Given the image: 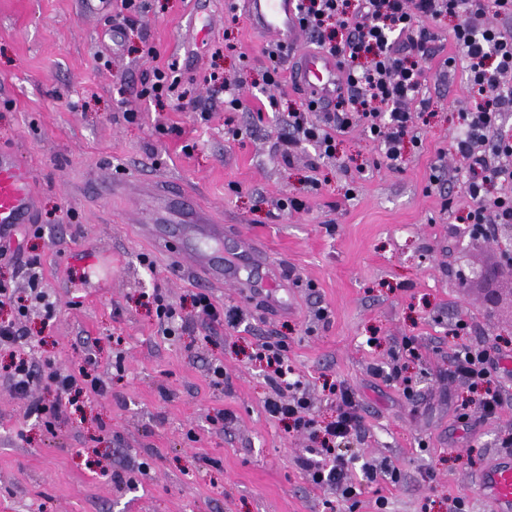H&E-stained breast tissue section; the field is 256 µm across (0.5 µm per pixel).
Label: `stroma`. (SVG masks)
I'll list each match as a JSON object with an SVG mask.
<instances>
[{
	"label": "stroma",
	"instance_id": "obj_1",
	"mask_svg": "<svg viewBox=\"0 0 512 512\" xmlns=\"http://www.w3.org/2000/svg\"><path fill=\"white\" fill-rule=\"evenodd\" d=\"M224 2L212 0L207 33L183 46L194 0H147L128 26L116 21V0H0V148L32 168L41 193L43 235L18 234V259L37 261L56 304L48 322L33 306L20 352L62 370L94 358L105 386L81 397L49 436L0 378V512H329V492L295 463L313 441L264 407L271 389L253 350L276 336L288 343L314 415L335 411L323 382H344L365 418L351 453L401 473L398 486L364 488L356 512H376L380 495L386 512H448L456 496L470 512H490L474 482L512 428V371L497 377L503 408L473 411L465 428L456 412L465 387L448 364L463 342L512 358V265L503 258L512 243L495 232L472 239L461 221L471 200L452 145L471 91L461 66L443 64L458 53L455 19L429 26V105L413 115L419 141L399 168L359 125L337 137L335 158L303 143L287 164L282 117L301 96L285 85L278 110L261 108L267 43L246 17L229 24ZM168 66L190 100L160 108L140 99L141 83ZM215 72L243 81V110L225 111L223 91L208 81ZM130 111L136 122L126 121ZM231 126L241 138L228 136ZM441 165L446 182L430 184ZM117 168L183 187L227 236H251L288 272L287 313L213 288L216 304L238 311L236 327L199 322L163 336L148 295L186 304L201 283L189 258L136 238L138 217L123 202L85 192L86 180ZM287 198L300 210H279ZM88 252L96 266L84 261ZM484 270L495 273L498 306L476 277ZM320 308L326 318L316 317ZM460 318L469 324L462 332ZM407 337L419 353L411 362L398 356ZM216 363L228 376L218 386L209 377ZM396 367L400 379H387ZM407 385L417 404L405 398Z\"/></svg>",
	"mask_w": 512,
	"mask_h": 512
}]
</instances>
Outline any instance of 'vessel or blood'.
I'll return each mask as SVG.
<instances>
[{
    "label": "vessel or blood",
    "instance_id": "vessel-or-blood-1",
    "mask_svg": "<svg viewBox=\"0 0 512 512\" xmlns=\"http://www.w3.org/2000/svg\"><path fill=\"white\" fill-rule=\"evenodd\" d=\"M254 30L279 48L289 67L292 85L318 106L337 102L346 88L341 60L323 50L304 48L298 0H241ZM102 198H131L148 214L141 234L167 246L179 239L195 273L207 284H231L250 298L265 297L275 307L287 308L281 293L288 288L287 271L268 265L262 252L245 236L234 243L236 258L224 255V227L211 212L179 189L159 180L113 175L92 182ZM38 208L34 173L15 152L0 149V238L33 223ZM475 485L491 512H512V454H502L483 470Z\"/></svg>",
    "mask_w": 512,
    "mask_h": 512
}]
</instances>
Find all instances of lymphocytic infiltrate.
<instances>
[{"label": "lymphocytic infiltrate", "mask_w": 512, "mask_h": 512, "mask_svg": "<svg viewBox=\"0 0 512 512\" xmlns=\"http://www.w3.org/2000/svg\"><path fill=\"white\" fill-rule=\"evenodd\" d=\"M300 13L304 30L318 47L343 60L347 92L332 112L317 111L307 102L289 111L283 148L307 142L319 157L335 158L337 135L359 122L383 146L393 169L399 167L405 142L413 136V109L426 107L420 95L425 63L433 57V36L424 22L464 16V23L456 25L452 34L468 83L479 96L473 111L464 116L465 135L455 142V151L466 164L472 201L466 219L474 233L484 237L494 226L512 224V167L488 160L492 154L512 156V136L501 132L502 116L512 110V35L494 23L495 18L512 16V0H300ZM152 305L166 336L182 335L197 317L229 326L238 321L236 312L217 306L202 291L192 294L188 315L159 292L153 294ZM0 308L5 311L0 317V348L6 350L26 336L28 298L0 284ZM254 357L264 363L273 391L265 402L267 412L288 429L320 441L314 456L297 460L313 485L331 491L339 501L354 503L364 484L398 482V468L361 464L341 452V444L363 425L359 404L348 387L340 382L328 385L336 413L322 422L313 416L309 393L288 362L284 339L258 344ZM497 370L498 359L488 349L464 345L453 353L448 376L465 383L471 392L458 408L459 422H468L475 409L487 416L501 409L503 395L491 382ZM4 371L14 392L29 399L31 412L43 416L49 434L80 396L103 389L100 379L84 366L75 373L46 374L28 359L15 357ZM356 467L363 472V483L349 477Z\"/></svg>", "instance_id": "lymphocytic-infiltrate-1"}]
</instances>
